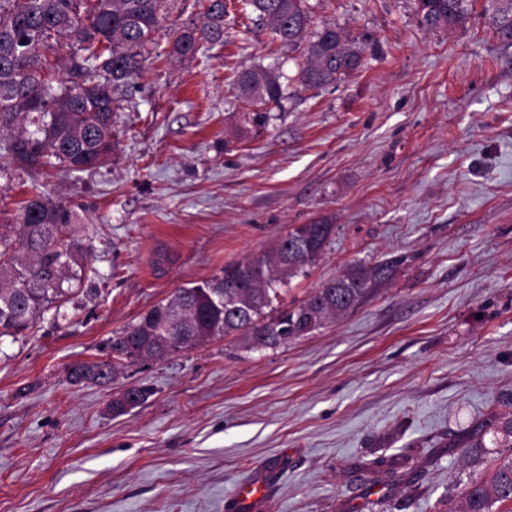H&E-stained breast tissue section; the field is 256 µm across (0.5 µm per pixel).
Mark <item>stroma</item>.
I'll return each instance as SVG.
<instances>
[{
  "instance_id": "stroma-1",
  "label": "stroma",
  "mask_w": 512,
  "mask_h": 512,
  "mask_svg": "<svg viewBox=\"0 0 512 512\" xmlns=\"http://www.w3.org/2000/svg\"><path fill=\"white\" fill-rule=\"evenodd\" d=\"M224 41L148 67L113 114L110 161L49 175L89 274L61 310L0 339V512H450L507 449L460 443L512 415V44L482 15L421 26L416 0H308L364 48L306 90L293 52L227 0ZM285 76L262 133L236 70ZM335 224L303 297L390 263L358 308L288 346L226 337L108 385L70 367L176 288ZM150 388L121 415V390ZM264 481L262 507L236 502ZM498 416L493 414L486 421L482 422L475 428L469 430L461 441V454L465 459H481L485 454L484 437L492 428L496 429V433L500 431L504 436V445L501 448L512 449V417H508L503 421H499ZM497 425V428L495 427Z\"/></svg>"
}]
</instances>
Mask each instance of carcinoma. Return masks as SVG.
Listing matches in <instances>:
<instances>
[{"label": "carcinoma", "instance_id": "cac0c4a2", "mask_svg": "<svg viewBox=\"0 0 512 512\" xmlns=\"http://www.w3.org/2000/svg\"><path fill=\"white\" fill-rule=\"evenodd\" d=\"M168 0H0V173L22 167L68 175L112 158L114 95L141 78L154 33L166 21ZM306 0H242L281 45L305 57L298 79L306 89L333 85L359 69L364 48L339 27L311 29ZM473 0H418L420 23L452 30L466 22ZM202 22L172 30L170 55L192 58L203 44L224 42L226 0H200ZM485 17L494 34L512 44V0H491ZM282 75L250 66L237 73L241 96L258 104L283 98ZM76 216L47 190L33 186L12 224L0 225V338L25 332L46 309L61 307L76 292L87 257L73 238ZM336 226L318 222L288 230L258 256L230 263L200 283L175 289L138 320L104 342L109 357L76 364L74 383L106 384L128 367L234 337L250 352L285 347L345 317L378 282L387 264L355 263L300 300L283 303L287 286L306 277L331 241ZM147 399L131 387L112 400L115 413ZM492 415L461 441L466 459L485 454L492 428L512 449V417ZM512 503V458L490 476L462 490L453 512H492Z\"/></svg>", "mask_w": 512, "mask_h": 512}]
</instances>
